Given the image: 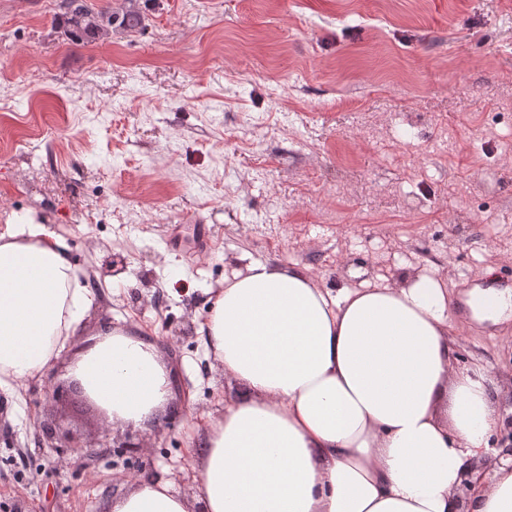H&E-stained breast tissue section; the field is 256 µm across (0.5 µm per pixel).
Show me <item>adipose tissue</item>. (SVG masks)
Wrapping results in <instances>:
<instances>
[{"mask_svg":"<svg viewBox=\"0 0 512 512\" xmlns=\"http://www.w3.org/2000/svg\"><path fill=\"white\" fill-rule=\"evenodd\" d=\"M89 304L67 246L36 218L0 232V386L41 376ZM445 280L423 273L337 291L261 261L225 280L203 326L241 391L192 454L202 512H512V468L460 503L489 452L492 382L453 368ZM113 423L171 402L155 342L103 333L71 367ZM112 512H191L161 477Z\"/></svg>","mask_w":512,"mask_h":512,"instance_id":"adipose-tissue-1","label":"adipose tissue"}]
</instances>
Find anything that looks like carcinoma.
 <instances>
[{"label":"carcinoma","mask_w":512,"mask_h":512,"mask_svg":"<svg viewBox=\"0 0 512 512\" xmlns=\"http://www.w3.org/2000/svg\"><path fill=\"white\" fill-rule=\"evenodd\" d=\"M144 24L137 0H126L117 10L92 0H68L66 11L58 19V26L71 41L86 44L108 39L114 32H137Z\"/></svg>","instance_id":"carcinoma-1"}]
</instances>
